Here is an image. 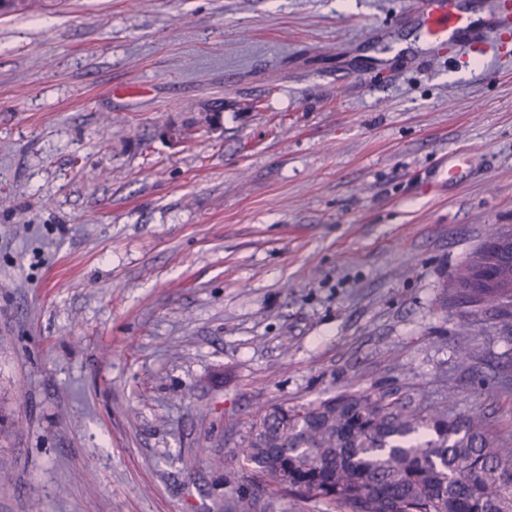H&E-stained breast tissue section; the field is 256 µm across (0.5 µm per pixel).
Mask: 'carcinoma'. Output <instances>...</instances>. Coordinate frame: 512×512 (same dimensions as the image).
Here are the masks:
<instances>
[{
  "mask_svg": "<svg viewBox=\"0 0 512 512\" xmlns=\"http://www.w3.org/2000/svg\"><path fill=\"white\" fill-rule=\"evenodd\" d=\"M39 0H0V14L28 12ZM192 117L169 129L184 141ZM453 299L512 319V228L456 269ZM242 453L273 495H312L340 512H512V448L472 416L448 406H413L345 390L299 418L276 405L250 423Z\"/></svg>",
  "mask_w": 512,
  "mask_h": 512,
  "instance_id": "obj_1",
  "label": "carcinoma"
}]
</instances>
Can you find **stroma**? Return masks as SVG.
I'll return each instance as SVG.
<instances>
[{"label": "stroma", "mask_w": 512, "mask_h": 512, "mask_svg": "<svg viewBox=\"0 0 512 512\" xmlns=\"http://www.w3.org/2000/svg\"><path fill=\"white\" fill-rule=\"evenodd\" d=\"M408 5L0 18V512H337L241 448L347 389L512 444V334L446 292L512 226V51L373 39ZM217 99L222 130L169 143Z\"/></svg>", "instance_id": "1"}]
</instances>
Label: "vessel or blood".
<instances>
[{"label": "vessel or blood", "instance_id": "1", "mask_svg": "<svg viewBox=\"0 0 512 512\" xmlns=\"http://www.w3.org/2000/svg\"><path fill=\"white\" fill-rule=\"evenodd\" d=\"M411 17L432 49L460 43L482 52L491 35L503 36L512 28V13L503 2L488 10L482 0H415L410 14L396 18L395 28H402Z\"/></svg>", "mask_w": 512, "mask_h": 512}]
</instances>
